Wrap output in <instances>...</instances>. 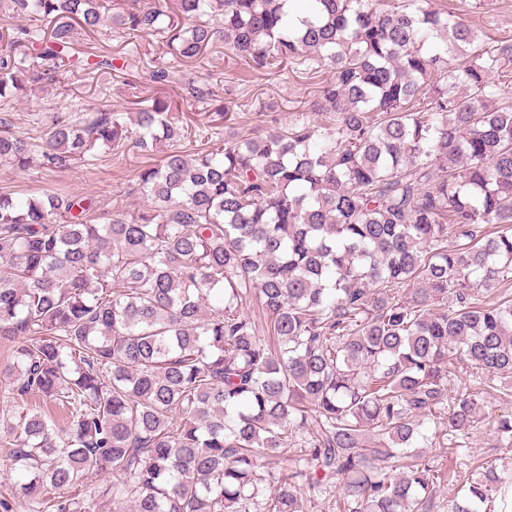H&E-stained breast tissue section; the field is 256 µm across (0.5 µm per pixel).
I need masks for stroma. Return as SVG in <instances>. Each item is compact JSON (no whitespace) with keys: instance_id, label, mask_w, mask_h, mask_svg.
<instances>
[{"instance_id":"obj_1","label":"stroma","mask_w":512,"mask_h":512,"mask_svg":"<svg viewBox=\"0 0 512 512\" xmlns=\"http://www.w3.org/2000/svg\"><path fill=\"white\" fill-rule=\"evenodd\" d=\"M430 7L450 11H468L473 25L482 31L489 45L512 46V0H486L483 8L467 10L464 0H430ZM99 47L133 57L137 70L122 78L107 75L84 77L79 74L60 75L56 84L36 92L29 98L12 101L15 128L20 132L47 129L58 112L80 116L93 107L107 106L122 111L126 126H133L135 114L127 104L133 96L145 99L161 97L177 102L170 119L191 131L184 140L185 150L196 152L210 139L246 138L258 131L282 126L296 113L309 109L316 93L314 80L286 68L277 76L249 72L245 65L228 57L224 48L207 49L203 56L191 62L175 59L161 39L120 28L103 29L92 34ZM171 66L179 76L178 83L160 86L151 82L149 72L155 63ZM219 83L224 106L234 117L219 120L213 102L194 99L190 85ZM147 156L135 148H126L120 155L108 149H98L95 156L62 172H47L34 167L15 173L0 169V192L22 197L46 192H75L94 197L104 210L137 209L142 199L130 193L140 169L148 165ZM484 407L478 432L469 438L467 446L454 448L444 443L421 449L423 462L445 478L433 499L431 512H448V502L465 493L463 480L476 474L480 457L495 458L498 470L512 472V447L490 448L489 437L496 416L512 412V389L500 385L486 388Z\"/></svg>"}]
</instances>
